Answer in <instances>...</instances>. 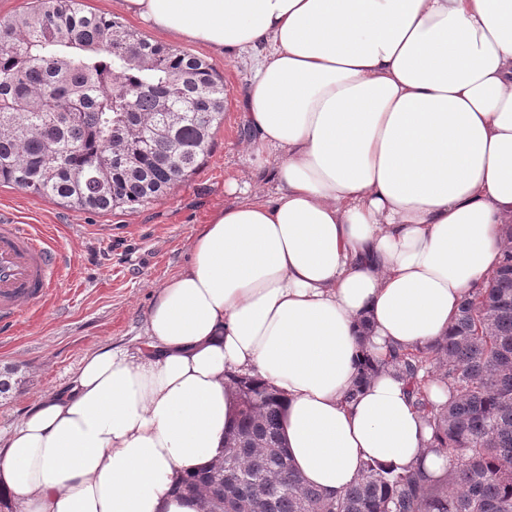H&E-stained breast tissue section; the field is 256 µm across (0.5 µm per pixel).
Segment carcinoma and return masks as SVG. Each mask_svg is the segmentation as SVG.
Here are the masks:
<instances>
[{
    "instance_id": "carcinoma-1",
    "label": "carcinoma",
    "mask_w": 512,
    "mask_h": 512,
    "mask_svg": "<svg viewBox=\"0 0 512 512\" xmlns=\"http://www.w3.org/2000/svg\"><path fill=\"white\" fill-rule=\"evenodd\" d=\"M223 119L211 64L78 0H37L0 25V185L82 211L135 210L197 172ZM503 233L500 268L464 297L448 335L362 364V379L391 366L411 389L431 452L452 461L444 476L370 459L341 494L306 485L280 436V394L237 376L224 474H186L178 492L226 512H512V224ZM431 379L447 402L427 403Z\"/></svg>"
}]
</instances>
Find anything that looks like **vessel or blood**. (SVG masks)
Masks as SVG:
<instances>
[{"mask_svg":"<svg viewBox=\"0 0 512 512\" xmlns=\"http://www.w3.org/2000/svg\"><path fill=\"white\" fill-rule=\"evenodd\" d=\"M63 258L31 225L0 219V324L43 300Z\"/></svg>","mask_w":512,"mask_h":512,"instance_id":"b4317fda","label":"vessel or blood"}]
</instances>
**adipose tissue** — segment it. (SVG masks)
I'll use <instances>...</instances> for the list:
<instances>
[{"mask_svg": "<svg viewBox=\"0 0 512 512\" xmlns=\"http://www.w3.org/2000/svg\"><path fill=\"white\" fill-rule=\"evenodd\" d=\"M154 30L250 53L256 169L165 281L138 353L106 346L0 433L16 512H198L179 479L224 454L233 376L283 397L306 484L375 459L438 477L427 416L385 357L447 335L512 223V0H122ZM369 332L361 334L360 319Z\"/></svg>", "mask_w": 512, "mask_h": 512, "instance_id": "ef3b65f1", "label": "adipose tissue"}]
</instances>
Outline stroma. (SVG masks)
Masks as SVG:
<instances>
[{
  "label": "stroma",
  "mask_w": 512,
  "mask_h": 512,
  "mask_svg": "<svg viewBox=\"0 0 512 512\" xmlns=\"http://www.w3.org/2000/svg\"><path fill=\"white\" fill-rule=\"evenodd\" d=\"M86 10L118 17L148 39L211 63L224 79V119L199 170L162 199L136 210L97 214L13 186H0V214L33 224L67 254L47 297L0 329V373L10 372L0 394V429L17 423L47 390L62 387L94 350L111 345L137 350L147 339L154 294L189 258L190 241L210 213L227 203L224 182L250 176L240 99L253 75L250 55L229 57L175 40L124 13L120 0H83Z\"/></svg>",
  "instance_id": "35a3bbf8"
}]
</instances>
